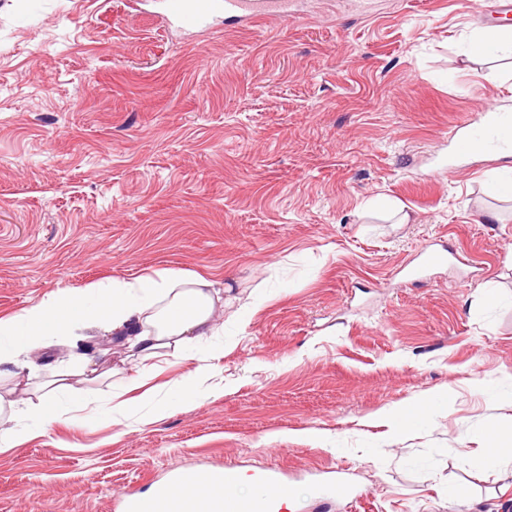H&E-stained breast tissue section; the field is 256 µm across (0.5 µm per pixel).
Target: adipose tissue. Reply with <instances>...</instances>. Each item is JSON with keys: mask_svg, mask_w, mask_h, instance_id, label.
<instances>
[{"mask_svg": "<svg viewBox=\"0 0 512 512\" xmlns=\"http://www.w3.org/2000/svg\"><path fill=\"white\" fill-rule=\"evenodd\" d=\"M222 292L206 278L189 271L163 269L134 280L112 279L84 289H60L47 299L21 312L0 317V363H18L21 356L48 347L52 339L71 335L77 328L96 329L112 336L117 344L133 351L140 363L148 364L165 349L219 335L213 318ZM213 373L202 369L176 385L170 396L140 411L109 396L106 415L123 414L135 422H156L177 408L196 404L202 391L210 389ZM47 392L37 403L19 409L11 391H0V415L25 412L34 426L57 420L85 421L86 400L73 396L68 384L48 382ZM443 390L426 400L408 402L395 411L381 413L379 424L403 432L418 426L432 406L446 403Z\"/></svg>", "mask_w": 512, "mask_h": 512, "instance_id": "ef3b65f1", "label": "adipose tissue"}]
</instances>
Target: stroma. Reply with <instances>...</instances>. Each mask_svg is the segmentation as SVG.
I'll list each match as a JSON object with an SVG mask.
<instances>
[{
    "mask_svg": "<svg viewBox=\"0 0 512 512\" xmlns=\"http://www.w3.org/2000/svg\"><path fill=\"white\" fill-rule=\"evenodd\" d=\"M306 0L294 19L187 34L129 0H0V317L61 288L206 276L224 354L172 350L126 397L207 365L223 389L152 424L55 421L0 447V512H116L184 471L278 472L294 512H512V157L461 158L452 122L512 107V52L466 54L496 0ZM386 196L412 214L366 215ZM444 243L447 265L418 267ZM102 334L28 357L46 377ZM492 378L489 394L474 379ZM453 388L421 427L373 414ZM467 488V501L450 490Z\"/></svg>",
    "mask_w": 512,
    "mask_h": 512,
    "instance_id": "35a3bbf8",
    "label": "stroma"
}]
</instances>
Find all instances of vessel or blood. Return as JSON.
I'll return each mask as SVG.
<instances>
[{
    "mask_svg": "<svg viewBox=\"0 0 512 512\" xmlns=\"http://www.w3.org/2000/svg\"><path fill=\"white\" fill-rule=\"evenodd\" d=\"M160 15L168 25L185 32L213 30L224 20L248 25L264 19H289L301 12L300 0H159ZM498 119L497 113L482 112L468 115L449 129L448 139L459 154L475 149L485 129ZM231 470L203 474L195 471L180 473L178 482L195 487L193 497L180 503L182 512H256L252 502L232 498L219 502L210 496L212 486L228 483Z\"/></svg>",
    "mask_w": 512,
    "mask_h": 512,
    "instance_id": "obj_1",
    "label": "vessel or blood"
}]
</instances>
